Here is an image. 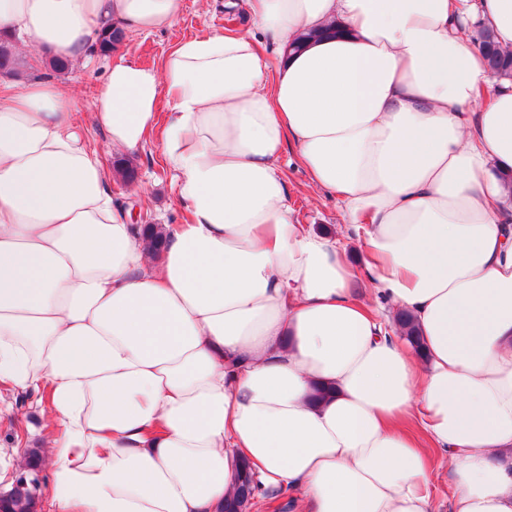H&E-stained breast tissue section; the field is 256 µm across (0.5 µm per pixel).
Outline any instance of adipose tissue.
Returning <instances> with one entry per match:
<instances>
[{"label":"adipose tissue","instance_id":"ef3b65f1","mask_svg":"<svg viewBox=\"0 0 512 512\" xmlns=\"http://www.w3.org/2000/svg\"><path fill=\"white\" fill-rule=\"evenodd\" d=\"M248 6L255 34L117 58L95 98L114 151L162 131L187 219L158 252L115 204L71 87L0 85V384L48 395L50 512H223L244 461L300 512H433L434 451L451 512H512V80L491 82L463 34L512 50V0ZM180 11L0 0V34L75 63L112 27ZM288 143L361 264L297 219Z\"/></svg>","mask_w":512,"mask_h":512}]
</instances>
